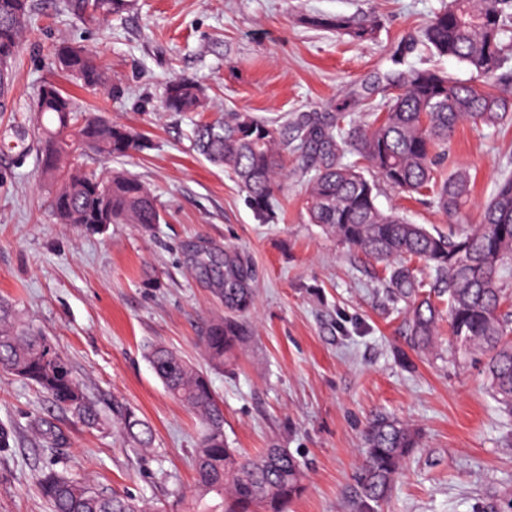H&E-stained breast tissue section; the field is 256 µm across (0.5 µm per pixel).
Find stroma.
Wrapping results in <instances>:
<instances>
[{
    "label": "stroma",
    "instance_id": "35a3bbf8",
    "mask_svg": "<svg viewBox=\"0 0 512 512\" xmlns=\"http://www.w3.org/2000/svg\"><path fill=\"white\" fill-rule=\"evenodd\" d=\"M30 5L12 91L0 107V299L55 342L104 415L116 401L134 407L154 441L136 452L112 430L83 428L0 370V426L15 434L13 448L0 452V512H49L37 476L53 455L104 492L136 496L152 512H182L199 421L154 375L143 354L149 343L207 369L231 447L250 456L285 448L299 461L304 490L289 512H365L356 482L362 432L379 413L413 424L421 446L375 512H512V416L487 393L479 366L459 358L444 336L430 353L411 345L382 264L309 223L296 158L264 217L190 141L196 122L231 111L282 123L364 114L381 103L375 80L398 49L416 66L467 78L455 59L416 43L440 0H132L104 22L72 15L64 0ZM334 15L374 17L379 28L357 42L308 23ZM63 41L97 53L114 97L75 90L48 69ZM180 75L202 82V111H166L165 85ZM44 81L148 136L151 149L130 157L79 151L71 161L137 176L158 198L165 223L98 232L59 223L35 151L7 147L15 117L29 111ZM459 167L470 174L473 224L498 180L512 173V124L499 132L459 126L439 172ZM377 204L445 235L459 230L427 192L407 198L381 182ZM200 246L236 249L255 274L252 338L221 371L208 370L199 340L204 320L224 313L213 281L193 268ZM38 417L63 430L64 447L46 448L32 426Z\"/></svg>",
    "mask_w": 512,
    "mask_h": 512
}]
</instances>
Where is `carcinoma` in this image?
<instances>
[{
	"label": "carcinoma",
	"instance_id": "obj_1",
	"mask_svg": "<svg viewBox=\"0 0 512 512\" xmlns=\"http://www.w3.org/2000/svg\"><path fill=\"white\" fill-rule=\"evenodd\" d=\"M66 10L89 20L120 15L129 0H66ZM30 13L28 0H0V96L8 92ZM316 27L370 39L375 20L318 16ZM432 54L457 60L471 77L461 80L443 70L421 68L392 57L382 77L384 100L372 120L346 112L322 113L294 123L288 136L276 123L250 112H226L201 121L192 131L194 148L227 169L261 215L271 213L275 190L288 178V153L301 161L306 177V212L341 243L385 264L387 288L404 303L411 343L431 350L448 310V343L462 358L484 359L487 388L512 414V175L502 177L483 205L479 222L453 237L433 233L397 212L376 204L379 177L407 193H432L452 222L468 205L469 179L457 170L437 177L435 162L448 153L456 127L464 122L496 128L512 120V92H494L488 81L512 83V0H444L424 30ZM51 67L87 90L105 86L104 66L93 52L60 43ZM169 112H197L203 89L192 77H175L165 89ZM29 121L42 175L53 188L52 204L64 224H141L165 222L151 189L137 177L114 171L107 176L66 160L80 147L104 159L141 153L147 135L79 108L56 83L45 81L34 93ZM348 147L354 165L341 162ZM425 262L431 277L417 276L412 261ZM197 268L216 277L224 316L208 321L201 336L210 368L224 369L249 339L243 316L254 305L253 270L238 253L200 251ZM165 390L202 424L195 448L194 485L188 512H286L303 490V472L285 448H267L245 457L224 438V410L203 371L156 344L144 347ZM0 369L35 386L76 422L90 429L112 427L131 448H149L152 429L136 409L116 402L107 419L72 375L67 358L38 329L22 321L13 306L0 301ZM49 447L63 443L51 422L35 421ZM360 498L379 504L402 474L404 462L420 448L412 425L379 415L363 432ZM50 459L37 478L50 512H147L131 496L105 494L87 480L57 469Z\"/></svg>",
	"mask_w": 512,
	"mask_h": 512
}]
</instances>
